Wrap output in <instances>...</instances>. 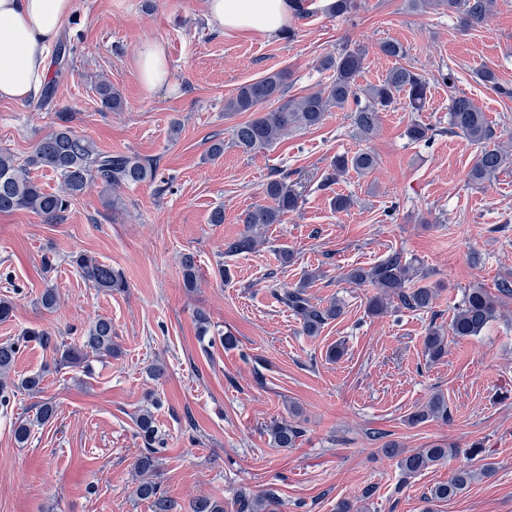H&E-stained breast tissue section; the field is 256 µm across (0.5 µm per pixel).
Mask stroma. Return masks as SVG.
<instances>
[{
	"instance_id": "35a3bbf8",
	"label": "stroma",
	"mask_w": 512,
	"mask_h": 512,
	"mask_svg": "<svg viewBox=\"0 0 512 512\" xmlns=\"http://www.w3.org/2000/svg\"><path fill=\"white\" fill-rule=\"evenodd\" d=\"M73 2L58 35L70 54L55 105L0 102V152L26 158L56 113L69 112L78 135L103 151L155 159L158 177L123 189L112 208L89 190L59 224L26 210L0 214V275L12 276L0 278V298L15 304L0 322V343L38 327L74 344L89 319L104 316L121 350L87 369L57 371L51 350L22 348L16 369L42 374V391L0 404V512H151L133 494L142 451L134 418L148 407L164 440L156 480L174 512H189L198 497L231 512L244 488L275 491L281 512H335L369 486L367 512H512V301L481 336L449 338L440 361L429 363L423 346L429 325H449L466 289L492 291L512 277V158L491 180L472 182L479 147L447 132L449 98L464 94L512 150V97L497 90L512 88V0H496L488 22L474 29L444 4L415 10L408 0H357L344 19L311 0L309 15L289 19L290 39L216 30L204 0ZM146 40L165 46L171 72L169 87L152 93L136 66ZM385 40L399 41L405 56L381 55ZM358 47L366 51L358 84L378 83L398 64L413 68L430 82L423 111L401 104L382 113L366 141L335 109L320 127L292 131L272 148L245 154L230 146L240 118L225 114L224 101L237 87L285 69L290 95L300 96L328 82L323 57ZM447 68L450 86L439 77ZM484 69L497 85L479 79ZM103 77L121 93L122 111H101L95 86ZM415 121L436 129L431 142L408 139ZM217 139L226 146L212 160L207 150ZM360 149L375 155V169L324 186L331 160ZM280 169L300 186V209L268 226L257 252L225 255ZM339 193L352 197L349 210L331 209ZM217 207L224 221L209 223ZM286 250L295 255L288 265L280 261ZM394 251L426 273L436 291L431 310L371 316L373 288L341 279L347 267ZM74 252L122 271L126 291L93 288L70 265ZM187 252L199 266L193 289L184 288L179 264ZM47 254L56 257L49 270ZM222 267L229 277H220ZM310 271L318 274L314 301L344 304L315 336L268 286L295 287ZM48 288L59 295L50 312L38 303ZM200 310L210 321L204 337ZM228 332L238 340L231 349L221 344ZM338 344L343 356L329 361ZM154 363L166 368L157 380L148 373ZM436 393L448 404L447 421L409 425L407 414ZM44 401L55 417L18 444L15 423L33 418ZM275 418L303 429L297 447L273 445L265 426ZM376 432L409 450L441 442L456 453L406 480L396 459L381 453ZM475 454L492 465L490 476L448 501H425Z\"/></svg>"
}]
</instances>
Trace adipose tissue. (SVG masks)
<instances>
[{"mask_svg":"<svg viewBox=\"0 0 512 512\" xmlns=\"http://www.w3.org/2000/svg\"><path fill=\"white\" fill-rule=\"evenodd\" d=\"M73 0H0V101L24 102L38 97L49 76V49ZM292 13L290 0H206L209 23L222 31L273 37ZM137 68L147 91L170 81L161 44L144 41Z\"/></svg>","mask_w":512,"mask_h":512,"instance_id":"adipose-tissue-1","label":"adipose tissue"}]
</instances>
